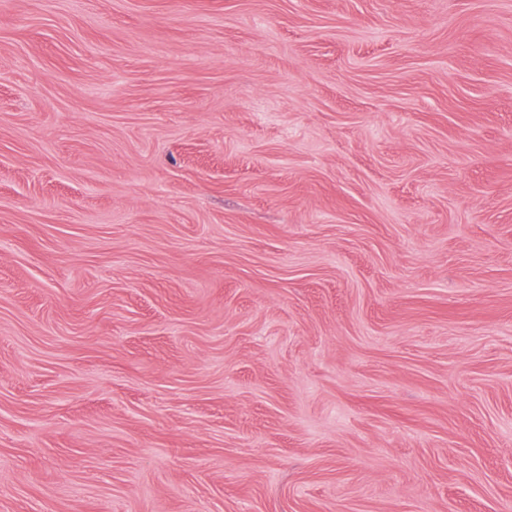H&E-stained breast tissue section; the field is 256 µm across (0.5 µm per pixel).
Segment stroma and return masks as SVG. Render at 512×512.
Here are the masks:
<instances>
[{"mask_svg": "<svg viewBox=\"0 0 512 512\" xmlns=\"http://www.w3.org/2000/svg\"><path fill=\"white\" fill-rule=\"evenodd\" d=\"M0 512H512V0H0Z\"/></svg>", "mask_w": 512, "mask_h": 512, "instance_id": "stroma-1", "label": "stroma"}]
</instances>
